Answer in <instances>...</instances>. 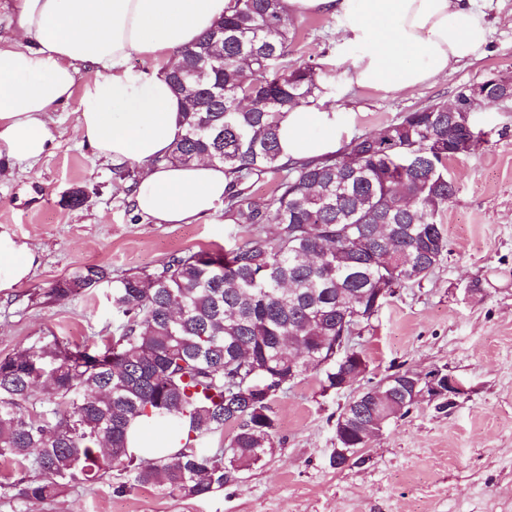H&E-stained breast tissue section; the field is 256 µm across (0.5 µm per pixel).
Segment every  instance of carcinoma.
Masks as SVG:
<instances>
[{
  "mask_svg": "<svg viewBox=\"0 0 512 512\" xmlns=\"http://www.w3.org/2000/svg\"><path fill=\"white\" fill-rule=\"evenodd\" d=\"M296 35L283 0H234L230 14L180 52L169 73L186 103L184 134L159 161L224 165V214L248 228L227 251H190L152 272L110 285L119 334L103 345L54 338L0 359V459L26 464L39 479L19 495L50 500L73 484L114 471L119 493L150 486L182 499L218 491L233 465H253L273 443L270 393L288 375L322 373L336 385V345L361 335L395 289L400 268L426 279L448 252L437 220L455 194L448 162L456 144L487 139L448 126V105L408 112L373 136L358 135L332 155L283 163L279 120L288 107L325 94L316 69L294 58ZM279 175L258 203L246 184ZM106 281L99 266L56 280L63 300ZM388 287L378 295L380 286ZM355 307L358 321L344 318ZM386 402L344 407L341 444L362 447L371 423L413 406L404 385ZM185 429L182 448L141 456L127 446L130 424ZM235 428L224 449L204 438Z\"/></svg>",
  "mask_w": 512,
  "mask_h": 512,
  "instance_id": "cac0c4a2",
  "label": "carcinoma"
}]
</instances>
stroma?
I'll return each mask as SVG.
<instances>
[{
	"label": "stroma",
	"instance_id": "1",
	"mask_svg": "<svg viewBox=\"0 0 512 512\" xmlns=\"http://www.w3.org/2000/svg\"><path fill=\"white\" fill-rule=\"evenodd\" d=\"M488 35L480 57L414 93L349 82L354 46L333 17L292 21L295 56L317 67L349 136L374 134L423 106L453 102L492 75L512 76V0H478ZM472 121L487 142L448 164L456 194L440 214L448 252L421 283L400 288L360 336L368 368L342 391H323L309 370L273 403L275 450L239 468L222 491L181 501L144 487L118 493L120 475L67 489L32 506L0 488V512H512V100L483 104ZM72 108L51 113L49 154L26 168L0 160V234L25 245V279L0 290V358L54 338L102 343L118 318L110 290L46 296L57 279L104 267L111 278L152 271L172 257L227 249L247 227L216 211L194 224H157L135 212L129 183L81 145ZM83 207L66 206L73 189ZM412 369L455 376V407L421 400L342 468L331 463L336 420L359 391Z\"/></svg>",
	"mask_w": 512,
	"mask_h": 512
}]
</instances>
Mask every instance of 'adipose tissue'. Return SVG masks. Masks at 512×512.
I'll list each match as a JSON object with an SVG mask.
<instances>
[{
  "mask_svg": "<svg viewBox=\"0 0 512 512\" xmlns=\"http://www.w3.org/2000/svg\"><path fill=\"white\" fill-rule=\"evenodd\" d=\"M288 17L335 18L358 46L350 82L410 92L478 57L487 38L475 0H283ZM233 0H18L0 36V159L29 165L53 141L46 120L78 100L75 131L98 157L135 163V210L157 224H193L224 205L221 164L164 162L183 134L182 98L167 78L181 48ZM139 55L143 66L131 68ZM93 80L78 84L81 70ZM347 129L326 99L289 107L279 128L285 162L333 154Z\"/></svg>",
  "mask_w": 512,
  "mask_h": 512,
  "instance_id": "obj_1",
  "label": "adipose tissue"
}]
</instances>
